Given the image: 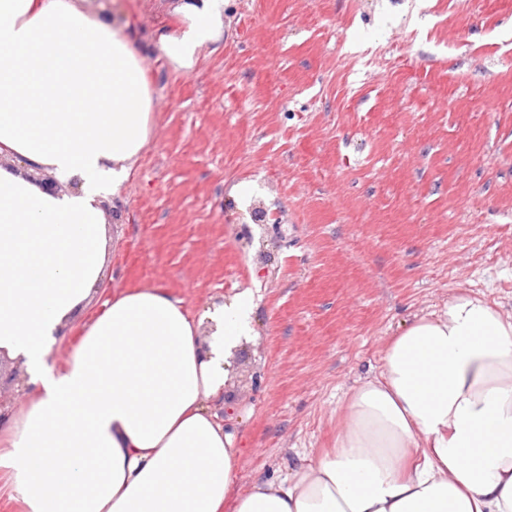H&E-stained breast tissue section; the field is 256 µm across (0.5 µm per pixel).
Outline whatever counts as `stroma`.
I'll return each instance as SVG.
<instances>
[{"label":"stroma","instance_id":"obj_1","mask_svg":"<svg viewBox=\"0 0 512 512\" xmlns=\"http://www.w3.org/2000/svg\"><path fill=\"white\" fill-rule=\"evenodd\" d=\"M179 5L85 0L123 9L154 110L82 318L142 286L196 317L253 293L226 386L245 489L332 447L415 317L462 291L512 304V0H224L189 68L156 41Z\"/></svg>","mask_w":512,"mask_h":512}]
</instances>
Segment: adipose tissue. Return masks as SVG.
Listing matches in <instances>:
<instances>
[{
	"mask_svg": "<svg viewBox=\"0 0 512 512\" xmlns=\"http://www.w3.org/2000/svg\"><path fill=\"white\" fill-rule=\"evenodd\" d=\"M223 10L185 0L160 49L191 66ZM142 61L76 0H0V355L29 388L0 419V498L22 512H512V312L482 296L415 317L348 394L335 448L245 492L220 411L255 333L251 292L200 320L163 288L118 294L51 361L103 286V202L150 136Z\"/></svg>",
	"mask_w": 512,
	"mask_h": 512,
	"instance_id": "ef3b65f1",
	"label": "adipose tissue"
}]
</instances>
